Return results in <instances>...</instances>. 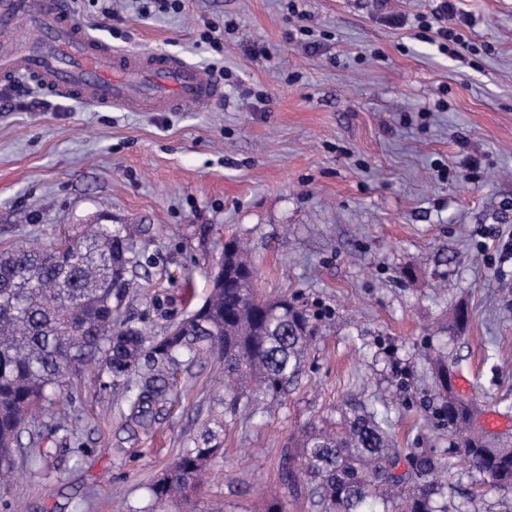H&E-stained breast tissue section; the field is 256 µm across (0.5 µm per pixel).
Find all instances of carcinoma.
I'll list each match as a JSON object with an SVG mask.
<instances>
[{
  "mask_svg": "<svg viewBox=\"0 0 512 512\" xmlns=\"http://www.w3.org/2000/svg\"><path fill=\"white\" fill-rule=\"evenodd\" d=\"M129 224L74 225L47 248L0 246V481L10 477L21 436L42 469L83 452L70 447L69 429H50L54 447L32 427L84 370L99 387L127 393L126 425L146 429L168 403L172 378L184 365L215 356L224 362V416L252 417L261 397L276 399L299 375L315 338L305 309L286 297H258L257 271L238 243L224 244L209 298L162 334L122 319L123 302L140 258ZM449 447L397 448L388 416L351 398L335 420L309 428L283 453L280 481L289 496L305 492L319 512H483L456 502L452 458L486 491L512 495V436L486 431L471 401L454 400L448 352L429 358ZM224 425L190 438L172 466L149 487L151 505L199 488L223 447Z\"/></svg>",
  "mask_w": 512,
  "mask_h": 512,
  "instance_id": "carcinoma-1",
  "label": "carcinoma"
}]
</instances>
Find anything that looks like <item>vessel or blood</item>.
Instances as JSON below:
<instances>
[{"label":"vessel or blood","mask_w":512,"mask_h":512,"mask_svg":"<svg viewBox=\"0 0 512 512\" xmlns=\"http://www.w3.org/2000/svg\"><path fill=\"white\" fill-rule=\"evenodd\" d=\"M100 108L172 112L222 93L212 73L160 51L112 48L61 0H0V77Z\"/></svg>","instance_id":"vessel-or-blood-1"}]
</instances>
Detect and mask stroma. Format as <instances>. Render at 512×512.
I'll return each mask as SVG.
<instances>
[{
    "label": "stroma",
    "instance_id": "1",
    "mask_svg": "<svg viewBox=\"0 0 512 512\" xmlns=\"http://www.w3.org/2000/svg\"><path fill=\"white\" fill-rule=\"evenodd\" d=\"M116 49L222 68L224 96L177 112L99 109L0 82V242L46 246L64 228L140 224L150 262L122 312L162 332L203 303L228 238L267 297L319 317L288 395L224 423L204 487L155 512H267L290 438L350 397L387 411L400 448H445L425 361L447 345L468 397L512 419V0H455L475 24L452 57L417 17L438 0H70ZM296 11H289V4ZM224 29L220 49L199 40ZM42 100L28 112L20 103ZM465 330L442 329L455 308ZM215 359L178 375L152 426H124L123 393L73 381L72 437L88 456L54 475L15 456L22 512H132L219 413Z\"/></svg>",
    "mask_w": 512,
    "mask_h": 512
}]
</instances>
